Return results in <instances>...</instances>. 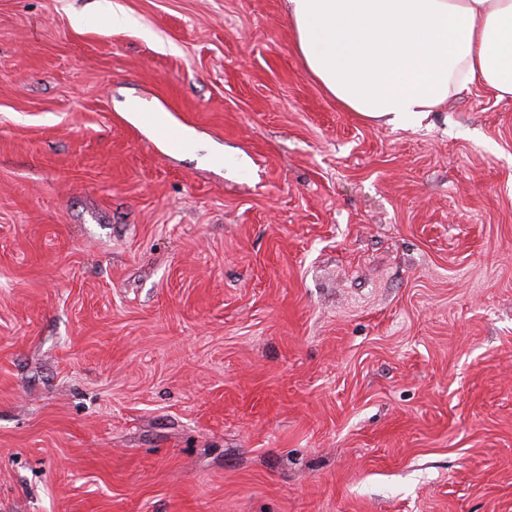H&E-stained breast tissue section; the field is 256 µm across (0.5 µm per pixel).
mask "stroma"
I'll list each match as a JSON object with an SVG mask.
<instances>
[{
	"instance_id": "stroma-1",
	"label": "stroma",
	"mask_w": 512,
	"mask_h": 512,
	"mask_svg": "<svg viewBox=\"0 0 512 512\" xmlns=\"http://www.w3.org/2000/svg\"><path fill=\"white\" fill-rule=\"evenodd\" d=\"M0 512H512V99L362 122L287 0H0ZM142 120L145 125L155 128L160 132L171 150L178 151L186 147L187 143L183 134L170 126L158 124L154 112H143Z\"/></svg>"
}]
</instances>
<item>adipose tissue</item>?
<instances>
[{"label": "adipose tissue", "mask_w": 512, "mask_h": 512, "mask_svg": "<svg viewBox=\"0 0 512 512\" xmlns=\"http://www.w3.org/2000/svg\"><path fill=\"white\" fill-rule=\"evenodd\" d=\"M307 73L341 107L421 125L481 85L512 97V0H288Z\"/></svg>", "instance_id": "1"}]
</instances>
